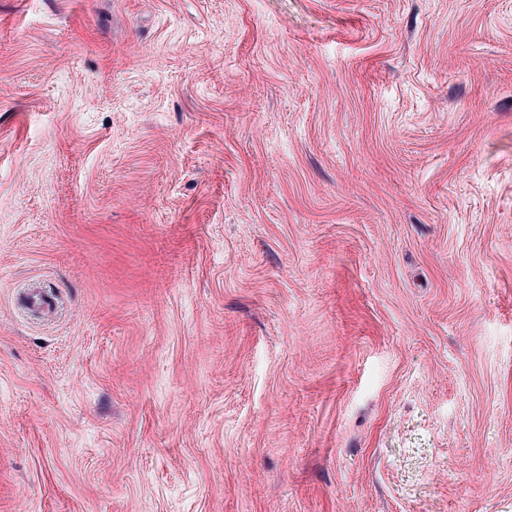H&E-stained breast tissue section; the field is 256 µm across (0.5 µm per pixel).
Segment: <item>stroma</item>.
Returning a JSON list of instances; mask_svg holds the SVG:
<instances>
[{"instance_id": "stroma-1", "label": "stroma", "mask_w": 512, "mask_h": 512, "mask_svg": "<svg viewBox=\"0 0 512 512\" xmlns=\"http://www.w3.org/2000/svg\"><path fill=\"white\" fill-rule=\"evenodd\" d=\"M0 512H512V0H0Z\"/></svg>"}]
</instances>
